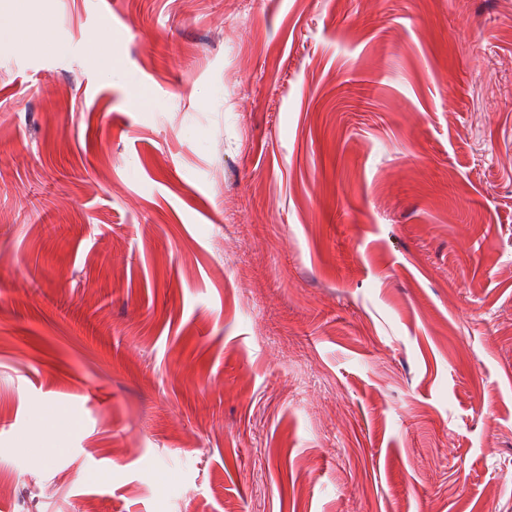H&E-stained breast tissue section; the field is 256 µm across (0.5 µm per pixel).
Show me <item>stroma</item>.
Listing matches in <instances>:
<instances>
[{"instance_id": "obj_1", "label": "stroma", "mask_w": 512, "mask_h": 512, "mask_svg": "<svg viewBox=\"0 0 512 512\" xmlns=\"http://www.w3.org/2000/svg\"><path fill=\"white\" fill-rule=\"evenodd\" d=\"M0 483L512 512V0H0Z\"/></svg>"}]
</instances>
